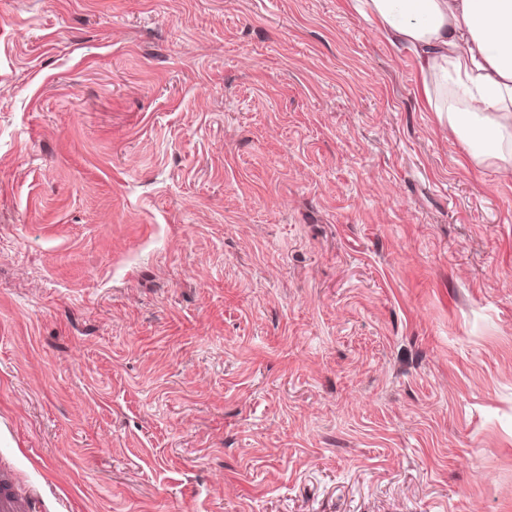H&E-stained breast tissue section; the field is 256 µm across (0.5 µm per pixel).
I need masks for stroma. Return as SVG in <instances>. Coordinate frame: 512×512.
<instances>
[{
	"mask_svg": "<svg viewBox=\"0 0 512 512\" xmlns=\"http://www.w3.org/2000/svg\"><path fill=\"white\" fill-rule=\"evenodd\" d=\"M350 0H0V466L42 512H512V170Z\"/></svg>",
	"mask_w": 512,
	"mask_h": 512,
	"instance_id": "stroma-1",
	"label": "stroma"
}]
</instances>
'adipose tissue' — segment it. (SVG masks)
Listing matches in <instances>:
<instances>
[{
  "label": "adipose tissue",
  "mask_w": 512,
  "mask_h": 512,
  "mask_svg": "<svg viewBox=\"0 0 512 512\" xmlns=\"http://www.w3.org/2000/svg\"><path fill=\"white\" fill-rule=\"evenodd\" d=\"M376 34L414 53L420 96L464 157L512 168V0H360Z\"/></svg>",
  "instance_id": "adipose-tissue-1"
}]
</instances>
